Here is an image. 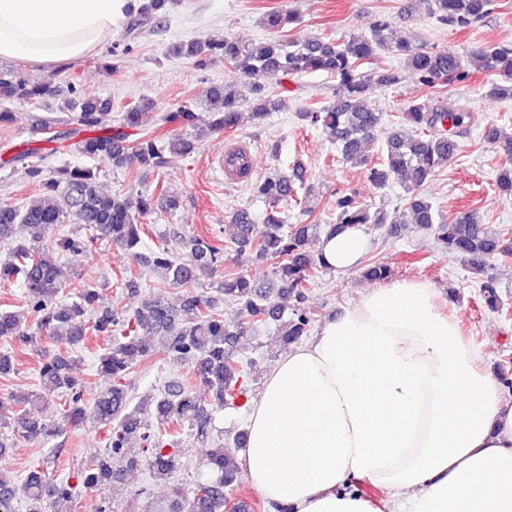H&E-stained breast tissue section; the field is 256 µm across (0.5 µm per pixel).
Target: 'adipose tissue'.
<instances>
[{
	"label": "adipose tissue",
	"instance_id": "obj_1",
	"mask_svg": "<svg viewBox=\"0 0 512 512\" xmlns=\"http://www.w3.org/2000/svg\"><path fill=\"white\" fill-rule=\"evenodd\" d=\"M131 0H0V58L78 60ZM355 271V227L318 245ZM241 472L280 512H512V402L421 280L363 291L293 345L251 401ZM387 493L383 508L349 485Z\"/></svg>",
	"mask_w": 512,
	"mask_h": 512
}]
</instances>
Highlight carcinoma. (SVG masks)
<instances>
[{
	"label": "carcinoma",
	"instance_id": "1",
	"mask_svg": "<svg viewBox=\"0 0 512 512\" xmlns=\"http://www.w3.org/2000/svg\"><path fill=\"white\" fill-rule=\"evenodd\" d=\"M173 0H142L137 13L158 21L166 20ZM428 11L441 21L467 28L489 13L493 0H427ZM391 23L375 22L369 33L351 35L341 42L328 37L278 39L256 43L244 38L197 39L173 44L170 54L185 58L204 71L218 60L240 71L249 81L236 86L216 84L210 88L215 110H199L181 105L158 113L156 104L142 100L124 108L114 125L103 123L112 111V99L72 97L63 108L74 113L73 121L83 137L77 149L83 156L115 169L136 163L146 170L166 167V154H188L193 143L179 134L154 135L148 125L163 124L191 128L200 139L217 130L238 126L242 109L250 108L259 121L284 104V85L273 89L252 82L257 74L295 76L326 72L336 77L333 99L327 104L314 102L298 112L300 121L322 127L333 139L344 162L367 168L371 182L379 187L397 183L405 193L402 217L433 233L449 255L462 261L477 275L488 263L512 254V229H494L484 224L477 210L445 218L421 193V188L455 156L459 144L453 129L464 124L467 112H450L439 98L431 102H409L401 120L382 131V113L370 105L377 87L398 83V74L377 66L378 56L395 52L404 58L406 68L429 88H446L465 80L469 73L464 59L454 52L428 51L409 39L392 40ZM469 58L480 69L497 76L489 82L485 96L493 100L512 99V45L480 44ZM58 95L55 87L44 83H21L9 72L0 71V125L12 124L14 101L39 102ZM383 134L381 161L372 162L369 148ZM484 141L496 146L503 157L496 187L512 197V138L494 125L483 133ZM27 175L42 187L40 198L26 207H0V241L13 243L7 261L0 263V281L17 282L24 288L25 309L0 311V339L15 349L0 351V375L15 371L16 351L30 349L41 356L38 391L0 398V454L11 448V439L49 441L86 422L108 431V447L97 451L73 477L52 478L46 471L32 470L24 482H17L0 470V512H14V501L24 498L28 512H63L81 490L103 495L112 487L117 473L112 457L126 460L130 469H144L152 481L168 484L183 462L174 439L173 427L188 424L204 437L209 432L208 407L237 404L249 392L248 373L237 356V343L244 325L283 318L279 305L271 299V289L293 299L291 316L284 322V344L306 335L313 312L305 306L307 291L320 275L329 271L321 253L307 248L311 239L332 237L350 227L389 223L388 213L344 195L336 198V219L319 223L311 205L312 187L305 171L298 166L291 173L273 171L251 182L254 196L270 206L265 223L252 222L250 213L239 210L231 217L235 228L236 252L250 253L256 262L270 264L272 280L264 284L241 271L224 272L216 293L188 294L180 309H175L157 294L144 300L131 314L120 315L100 306L95 284L82 281L73 286L62 277L58 258L62 252H83L101 238L122 255L140 266L159 273L163 287L198 284L226 261V248L210 236L195 235L187 241L190 256L182 260L162 247L148 254L141 252V232L158 203L173 210L179 197L161 188L159 198L147 194L104 192L95 167H59L53 171L41 162L26 166ZM300 207L309 218L304 224H286L280 207ZM61 224H81L94 232L92 237L57 235ZM391 269L370 261L363 277L383 283ZM74 287L75 298L62 299L64 290ZM481 299L491 311L503 309L501 293L494 279L481 282ZM237 306L231 318L217 311L220 302ZM34 322L39 335L30 332ZM109 338L99 358V372L112 378V386L89 399L82 384L72 375L77 364L74 349L90 336ZM66 345L50 352L42 341ZM162 352L177 363L190 365L193 377L208 398L190 385H176L149 400L134 401L129 390L130 376L147 357ZM63 390L67 398L50 414L35 415L31 406L49 408L51 397ZM247 433L238 432L223 440L207 454L208 466L217 473L215 480L199 483L192 494L181 486L170 487L168 497L148 503L145 512H224L227 492L239 487L240 470L231 452L245 444Z\"/></svg>",
	"mask_w": 512,
	"mask_h": 512
}]
</instances>
